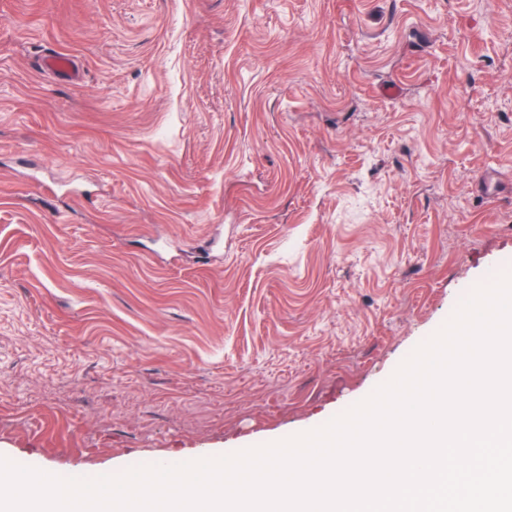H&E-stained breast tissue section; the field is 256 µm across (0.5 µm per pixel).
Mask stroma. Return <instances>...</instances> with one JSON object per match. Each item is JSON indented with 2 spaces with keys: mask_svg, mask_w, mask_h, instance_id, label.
I'll return each mask as SVG.
<instances>
[{
  "mask_svg": "<svg viewBox=\"0 0 512 512\" xmlns=\"http://www.w3.org/2000/svg\"><path fill=\"white\" fill-rule=\"evenodd\" d=\"M494 264L512 0H0V457L314 430Z\"/></svg>",
  "mask_w": 512,
  "mask_h": 512,
  "instance_id": "1",
  "label": "stroma"
}]
</instances>
